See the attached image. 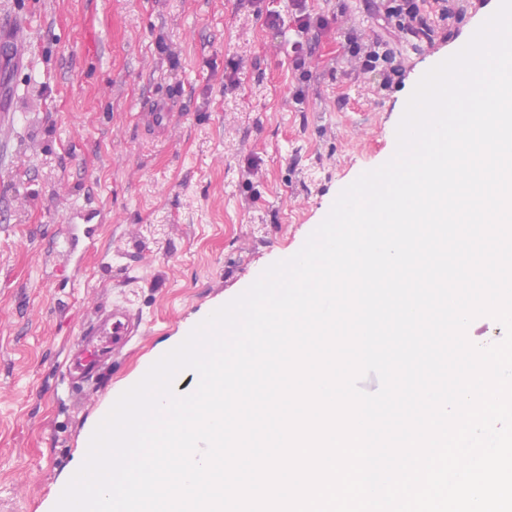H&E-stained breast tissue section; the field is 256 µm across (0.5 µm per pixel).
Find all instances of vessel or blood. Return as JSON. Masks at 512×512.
<instances>
[{
  "mask_svg": "<svg viewBox=\"0 0 512 512\" xmlns=\"http://www.w3.org/2000/svg\"><path fill=\"white\" fill-rule=\"evenodd\" d=\"M0 46L8 48L15 56L28 52L26 23L23 17L0 19ZM172 105L169 99L154 101L144 116L149 131L157 137L165 136L172 122ZM140 326L139 318L123 306H115L85 330L80 356H68L65 368L72 384L80 385L93 379L100 365L112 351L126 345Z\"/></svg>",
  "mask_w": 512,
  "mask_h": 512,
  "instance_id": "vessel-or-blood-1",
  "label": "vessel or blood"
}]
</instances>
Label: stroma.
I'll return each mask as SVG.
<instances>
[{"label": "stroma", "instance_id": "35a3bbf8", "mask_svg": "<svg viewBox=\"0 0 512 512\" xmlns=\"http://www.w3.org/2000/svg\"><path fill=\"white\" fill-rule=\"evenodd\" d=\"M433 38L399 33L381 0H304L327 19L303 102L288 0H0L24 13L29 63L0 53V512H52L109 396L135 385L213 309L301 248L340 192L388 161L409 93L480 24L467 0ZM351 37L389 53L362 72ZM403 76L386 77L392 66ZM239 69L241 81L225 86ZM177 97L168 137L149 98ZM96 211V249H53L70 207ZM141 329L83 390L63 360L104 305Z\"/></svg>", "mask_w": 512, "mask_h": 512}]
</instances>
